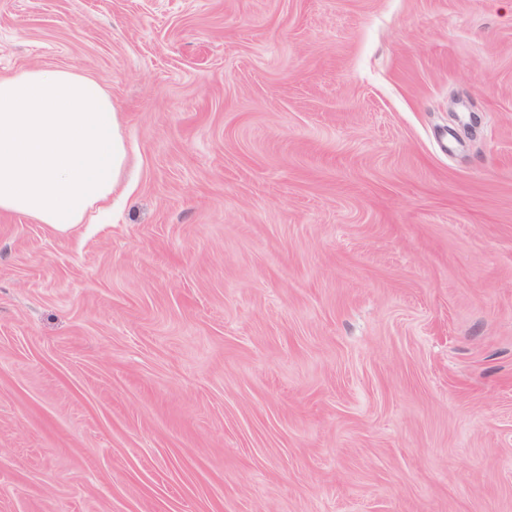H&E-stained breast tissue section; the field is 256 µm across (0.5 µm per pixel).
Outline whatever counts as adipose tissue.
<instances>
[{
  "label": "adipose tissue",
  "instance_id": "obj_1",
  "mask_svg": "<svg viewBox=\"0 0 512 512\" xmlns=\"http://www.w3.org/2000/svg\"><path fill=\"white\" fill-rule=\"evenodd\" d=\"M127 162L120 115L93 79L0 75V212L65 232L107 202Z\"/></svg>",
  "mask_w": 512,
  "mask_h": 512
}]
</instances>
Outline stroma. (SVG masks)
<instances>
[{
    "label": "stroma",
    "instance_id": "1",
    "mask_svg": "<svg viewBox=\"0 0 512 512\" xmlns=\"http://www.w3.org/2000/svg\"><path fill=\"white\" fill-rule=\"evenodd\" d=\"M42 67L130 165L0 213V512H512V0H0Z\"/></svg>",
    "mask_w": 512,
    "mask_h": 512
}]
</instances>
